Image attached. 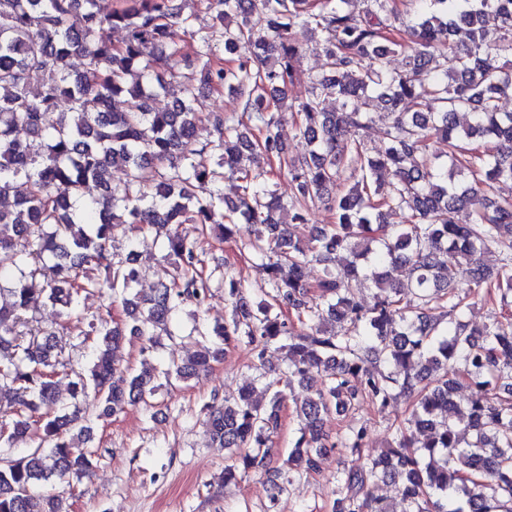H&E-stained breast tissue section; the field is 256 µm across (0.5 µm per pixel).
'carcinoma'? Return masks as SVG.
I'll return each instance as SVG.
<instances>
[{
	"label": "carcinoma",
	"instance_id": "carcinoma-1",
	"mask_svg": "<svg viewBox=\"0 0 512 512\" xmlns=\"http://www.w3.org/2000/svg\"><path fill=\"white\" fill-rule=\"evenodd\" d=\"M348 2L118 0L103 14L97 0H0V197L26 186L0 209V251L20 258L10 301L0 304V398L17 405L0 426V512H67L59 486L97 466L85 447L92 424L150 407L159 380L192 379L242 344L264 370L268 347L283 340L289 362L268 382L267 404L244 387L207 407L206 431L232 457L224 482L272 472L273 503L284 490L279 478L317 471L339 446L361 452L366 428L351 426L333 441L330 415L362 402L383 414L402 394L412 406L389 426L392 444L337 474L342 496L332 512H388L371 493L386 480L400 483L406 512H512V317L482 328L466 321L473 289L505 305L512 297V199L488 196L512 186V112L499 106L512 92V60H500L512 55V0H409L416 4L409 44L397 39L396 0H366L361 15ZM200 11L210 22L197 28ZM114 29L123 32L118 44ZM299 30L320 38L324 65L307 74L309 95L295 107L288 89L303 51ZM179 31L194 43L190 73L178 60ZM242 42L250 47L244 57ZM398 52L401 70L390 65ZM76 55L86 61L81 72L72 71ZM47 71L54 82H44ZM174 84L183 96L154 110L153 98ZM223 91L240 99L241 112L202 113L206 97ZM118 98L125 108L114 112ZM333 100L340 111L327 110ZM280 111L295 113L308 153L288 152ZM203 118L214 131L205 142L197 135ZM378 120L382 145L370 151L360 132ZM434 139L444 155L430 152ZM117 167L126 174L118 184ZM283 172L289 200L266 180ZM226 178L240 182L234 200L220 187ZM476 198L473 223H458V207ZM317 204L334 222L304 243L294 228L308 224ZM396 211L405 222L387 223ZM187 223L197 225V237L181 232ZM242 223L254 233L239 257L266 261L273 302L251 304L226 272L230 317L198 323L190 360L161 371L145 359L138 369L120 367L126 337H140L151 354L183 303L203 307L210 279L201 240L230 241ZM121 224L165 230L173 273L149 295L135 291L136 251L116 261L108 249ZM491 244L503 247L495 273L483 263ZM339 252L350 256L343 269L306 281L309 263ZM398 263L409 270L405 283L388 274ZM450 267L465 280L448 279ZM369 275L374 300L359 304L352 282ZM106 292L124 319L75 312L81 294ZM46 305L58 308L62 328L92 338L69 403L56 393L66 363L55 330L29 327V314ZM450 363L458 366L453 379ZM295 382L311 395L295 408L300 435L273 470L268 442L282 421L279 386ZM461 386L470 390L467 440L452 415ZM91 391L96 405L86 412L80 402Z\"/></svg>",
	"mask_w": 512,
	"mask_h": 512
}]
</instances>
